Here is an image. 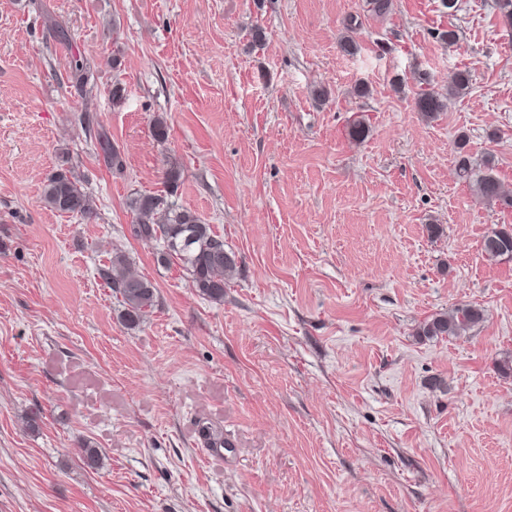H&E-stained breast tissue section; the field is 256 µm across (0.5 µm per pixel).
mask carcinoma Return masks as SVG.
<instances>
[{
	"label": "carcinoma",
	"mask_w": 512,
	"mask_h": 512,
	"mask_svg": "<svg viewBox=\"0 0 512 512\" xmlns=\"http://www.w3.org/2000/svg\"><path fill=\"white\" fill-rule=\"evenodd\" d=\"M73 76L81 88H86L94 74L85 61L74 62ZM470 87V76L465 71L455 73L448 82L444 96L422 91L415 106L423 117L433 119L448 107V100L463 94ZM67 160L45 179L42 200L51 210L60 214L87 216L92 213L91 197L73 170L66 167ZM496 164L492 153L475 165L467 155L457 159L458 176L471 183L482 200L503 209H512V194L502 190L494 174ZM135 216L134 236L145 243H158L157 262H177L186 272L198 294L214 302L224 301V288L229 286L238 271L239 260L235 252L224 247V237L213 232L195 212L177 208L160 195L137 194L129 201ZM481 250L489 261L512 260V225L503 224L488 232L482 240ZM112 292L120 296L122 321L128 327L139 325L157 305L158 289L152 280L133 270V260L123 252L112 256L111 264L99 270ZM483 309L472 305L457 306L425 321L418 335L429 338L460 337L483 320ZM85 466L97 469L101 464L99 449L86 443L81 448Z\"/></svg>",
	"instance_id": "cac0c4a2"
}]
</instances>
